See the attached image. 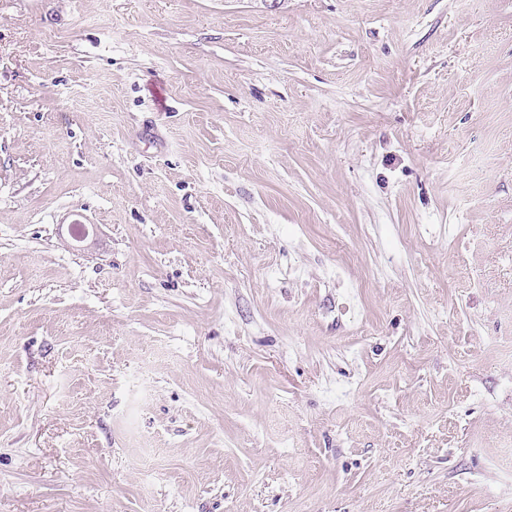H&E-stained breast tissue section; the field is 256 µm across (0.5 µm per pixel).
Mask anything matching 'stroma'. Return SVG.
Returning a JSON list of instances; mask_svg holds the SVG:
<instances>
[{
    "mask_svg": "<svg viewBox=\"0 0 512 512\" xmlns=\"http://www.w3.org/2000/svg\"><path fill=\"white\" fill-rule=\"evenodd\" d=\"M512 0H0V512H512Z\"/></svg>",
    "mask_w": 512,
    "mask_h": 512,
    "instance_id": "stroma-1",
    "label": "stroma"
}]
</instances>
